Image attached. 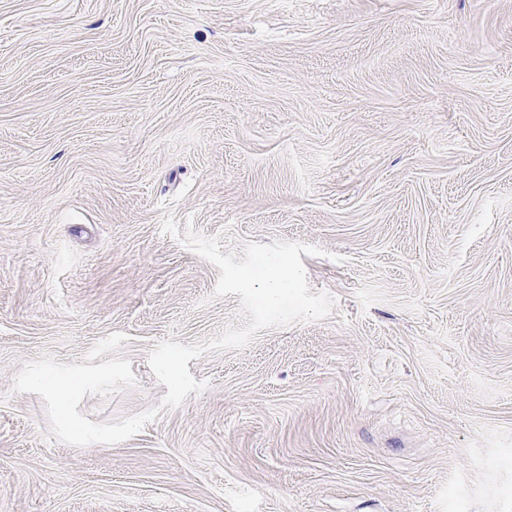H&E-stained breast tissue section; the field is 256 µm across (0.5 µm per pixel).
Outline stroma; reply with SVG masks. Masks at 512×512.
<instances>
[{
	"instance_id": "35a3bbf8",
	"label": "stroma",
	"mask_w": 512,
	"mask_h": 512,
	"mask_svg": "<svg viewBox=\"0 0 512 512\" xmlns=\"http://www.w3.org/2000/svg\"><path fill=\"white\" fill-rule=\"evenodd\" d=\"M298 241L324 319L235 321L160 231ZM127 335L56 441L13 390ZM0 512H512V0H0Z\"/></svg>"
}]
</instances>
